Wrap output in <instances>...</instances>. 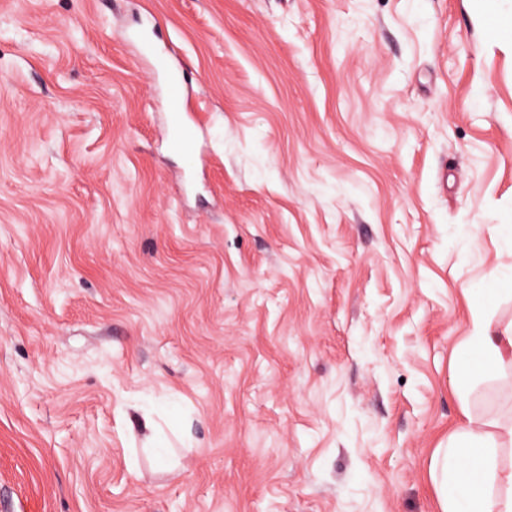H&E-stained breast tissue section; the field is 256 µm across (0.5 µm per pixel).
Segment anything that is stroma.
<instances>
[{
  "label": "stroma",
  "instance_id": "stroma-1",
  "mask_svg": "<svg viewBox=\"0 0 512 512\" xmlns=\"http://www.w3.org/2000/svg\"><path fill=\"white\" fill-rule=\"evenodd\" d=\"M509 224L512 0H0V512H439ZM166 107L171 148L184 157L188 168H192L196 162L197 137L194 128L185 120L178 84L175 82L171 83Z\"/></svg>",
  "mask_w": 512,
  "mask_h": 512
}]
</instances>
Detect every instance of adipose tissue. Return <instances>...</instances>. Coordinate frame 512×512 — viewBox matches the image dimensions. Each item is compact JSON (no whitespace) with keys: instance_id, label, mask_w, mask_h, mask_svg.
Listing matches in <instances>:
<instances>
[{"instance_id":"adipose-tissue-1","label":"adipose tissue","mask_w":512,"mask_h":512,"mask_svg":"<svg viewBox=\"0 0 512 512\" xmlns=\"http://www.w3.org/2000/svg\"><path fill=\"white\" fill-rule=\"evenodd\" d=\"M493 302L488 295L475 298L472 351L454 364L453 385L465 400L498 366L512 363V321L494 323L482 314ZM511 447L512 425L464 411L459 427L433 455L431 477L440 512H512V463L499 459L500 449Z\"/></svg>"}]
</instances>
